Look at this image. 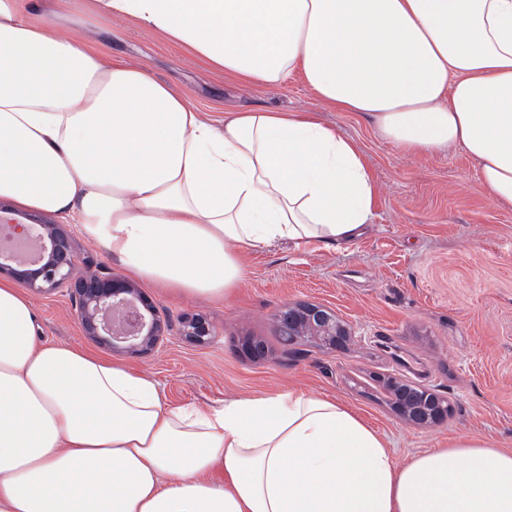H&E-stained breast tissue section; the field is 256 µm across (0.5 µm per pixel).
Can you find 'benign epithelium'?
<instances>
[{"label":"benign epithelium","mask_w":512,"mask_h":512,"mask_svg":"<svg viewBox=\"0 0 512 512\" xmlns=\"http://www.w3.org/2000/svg\"><path fill=\"white\" fill-rule=\"evenodd\" d=\"M11 229L20 241L36 237L40 251L36 259L28 260L16 251L1 249L0 276L39 293L67 289L84 335L99 346L145 354L162 347L172 334L195 345H206L217 336L213 322L200 313L183 316L179 328L173 329L135 283L102 264L81 265L75 241L64 225L44 219L37 224H13ZM276 326L291 344L310 341L324 348H344L355 335L335 310L309 302L283 306ZM373 380L385 388L407 423L429 427L448 418V399L425 384L390 374H377Z\"/></svg>","instance_id":"obj_1"}]
</instances>
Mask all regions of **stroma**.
Instances as JSON below:
<instances>
[{
	"mask_svg": "<svg viewBox=\"0 0 512 512\" xmlns=\"http://www.w3.org/2000/svg\"><path fill=\"white\" fill-rule=\"evenodd\" d=\"M82 7L85 21H59L62 33L146 67L214 118L243 108L313 115L356 143L377 186L361 237L348 245L274 243L245 258L230 299L185 300L142 283L161 317L175 324L202 313L219 334L203 346L173 336L157 351L118 353L115 361L152 377L174 408L288 389L334 397L384 437L399 464L459 435L512 450V205L482 194L477 162L458 149L406 154L383 142L364 116L326 108L300 73L273 87L231 81L133 19L97 14L96 0ZM31 300L45 341L100 353L67 290ZM297 302L329 306L351 323L349 348L280 341L275 315ZM246 336L267 344L265 357L242 352ZM375 372L403 374L447 395V420L408 424L372 381Z\"/></svg>",
	"mask_w": 512,
	"mask_h": 512,
	"instance_id": "stroma-1",
	"label": "stroma"
}]
</instances>
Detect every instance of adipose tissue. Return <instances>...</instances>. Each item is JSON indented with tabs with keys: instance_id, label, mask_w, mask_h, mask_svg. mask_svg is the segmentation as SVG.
<instances>
[{
	"instance_id": "obj_1",
	"label": "adipose tissue",
	"mask_w": 512,
	"mask_h": 512,
	"mask_svg": "<svg viewBox=\"0 0 512 512\" xmlns=\"http://www.w3.org/2000/svg\"><path fill=\"white\" fill-rule=\"evenodd\" d=\"M225 77L301 72L409 154L457 148L512 204V0H97ZM0 0V202L79 224L134 277L228 297L276 241L360 237L376 188L307 114L211 120L144 67ZM0 282V512H512V450L466 437L393 459L339 400L288 390L169 406L110 357L41 341Z\"/></svg>"
}]
</instances>
